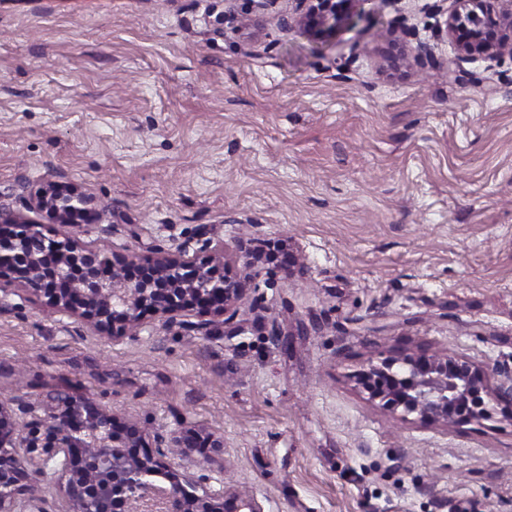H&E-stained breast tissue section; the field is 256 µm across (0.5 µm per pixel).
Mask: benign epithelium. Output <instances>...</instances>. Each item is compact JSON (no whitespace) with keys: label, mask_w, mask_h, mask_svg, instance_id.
Segmentation results:
<instances>
[{"label":"benign epithelium","mask_w":512,"mask_h":512,"mask_svg":"<svg viewBox=\"0 0 512 512\" xmlns=\"http://www.w3.org/2000/svg\"><path fill=\"white\" fill-rule=\"evenodd\" d=\"M268 11L282 6L293 24L330 36L352 23L362 0H249ZM445 35L454 61L495 62L512 56V0H450ZM48 214L62 232L46 233L30 214ZM103 209L78 186L50 182L25 201L24 211H0V295L21 290L44 295L97 336L134 339L147 315L164 328L207 336L233 324L243 310L256 267L266 252L261 240L237 268L224 241L201 233L195 241L157 248L152 255L116 254L82 243L67 229L99 221ZM201 253L208 254L199 259ZM141 267L137 277L127 276ZM198 309L211 319L193 322ZM504 378L489 387L495 375ZM371 401L393 415L444 426L461 419H488L485 399L512 402V375L447 354L389 355L368 361L354 375ZM223 438L192 429L146 432L80 395L42 405L23 397L0 400V512H51L36 486L63 494L69 512H266L253 494L207 474L178 473L173 457L186 461L194 448H222ZM163 478L165 485L156 483ZM203 494H197V488Z\"/></svg>","instance_id":"7a95c632"}]
</instances>
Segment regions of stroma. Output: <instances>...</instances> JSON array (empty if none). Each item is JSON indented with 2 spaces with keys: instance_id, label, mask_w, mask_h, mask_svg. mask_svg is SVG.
<instances>
[{
  "instance_id": "stroma-1",
  "label": "stroma",
  "mask_w": 512,
  "mask_h": 512,
  "mask_svg": "<svg viewBox=\"0 0 512 512\" xmlns=\"http://www.w3.org/2000/svg\"><path fill=\"white\" fill-rule=\"evenodd\" d=\"M361 0L316 41L226 0H0V206L46 182L104 205L81 241L149 255L208 231L286 241L234 324L96 336L45 298L0 299V397L80 388L148 431L224 439L182 467L267 512H512V407L443 428L366 400L379 354L512 370V58L446 72L436 0ZM110 233H101V225Z\"/></svg>"
}]
</instances>
